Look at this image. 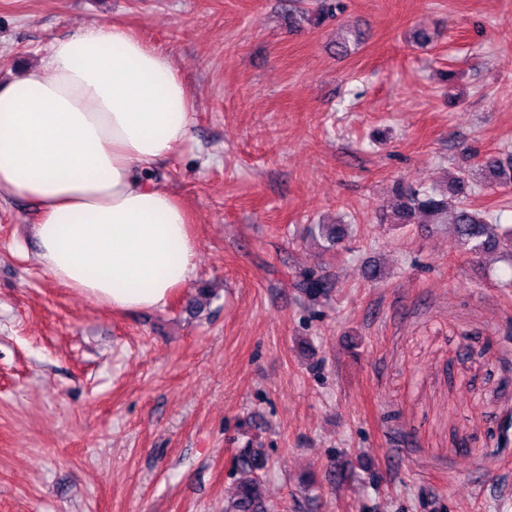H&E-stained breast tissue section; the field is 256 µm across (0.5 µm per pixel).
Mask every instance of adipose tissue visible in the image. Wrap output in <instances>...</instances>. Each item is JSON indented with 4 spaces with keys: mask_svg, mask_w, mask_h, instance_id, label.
<instances>
[{
    "mask_svg": "<svg viewBox=\"0 0 512 512\" xmlns=\"http://www.w3.org/2000/svg\"><path fill=\"white\" fill-rule=\"evenodd\" d=\"M191 126L169 54L120 24L53 42L0 86V192L38 203L37 259L59 284L138 312L192 282L187 212L151 178Z\"/></svg>",
    "mask_w": 512,
    "mask_h": 512,
    "instance_id": "ef3b65f1",
    "label": "adipose tissue"
}]
</instances>
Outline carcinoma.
<instances>
[{
	"label": "carcinoma",
	"mask_w": 512,
	"mask_h": 512,
	"mask_svg": "<svg viewBox=\"0 0 512 512\" xmlns=\"http://www.w3.org/2000/svg\"><path fill=\"white\" fill-rule=\"evenodd\" d=\"M483 185L512 188L511 152L486 155L478 165L476 174L462 172L441 190L416 189L401 181L396 182L390 205V221L394 224H412L418 214L424 213L436 224L446 222L451 225L465 252L478 255L505 247L512 258V225L505 227L498 224L488 211L468 203L476 189ZM346 232L344 224H315L310 229V234L321 239L327 249L336 247ZM295 286L311 301L327 296L331 289L328 277L316 269L299 272ZM211 298V289L202 286L197 289L186 309L197 313ZM266 466V449L252 443L240 449L234 459L235 488L224 501V512H269L261 477Z\"/></svg>",
	"instance_id": "cac0c4a2"
}]
</instances>
